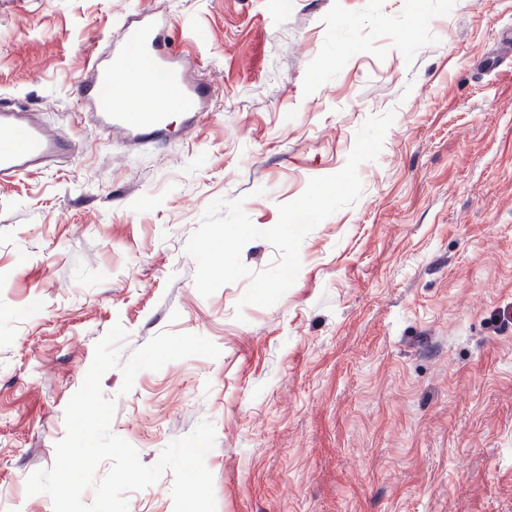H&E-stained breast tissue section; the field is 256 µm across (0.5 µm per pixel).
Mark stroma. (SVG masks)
<instances>
[{
	"label": "stroma",
	"mask_w": 512,
	"mask_h": 512,
	"mask_svg": "<svg viewBox=\"0 0 512 512\" xmlns=\"http://www.w3.org/2000/svg\"><path fill=\"white\" fill-rule=\"evenodd\" d=\"M162 37L212 99L158 145L105 140L76 84L124 23ZM512 0H0V98L75 145L0 183V512H53L65 409L114 325L193 356L101 380L113 434L153 464L203 421L216 512H512V64L485 69ZM393 112L360 198L302 241L273 306L201 296L186 244L244 198L262 230ZM172 472L127 494L173 512Z\"/></svg>",
	"instance_id": "obj_1"
}]
</instances>
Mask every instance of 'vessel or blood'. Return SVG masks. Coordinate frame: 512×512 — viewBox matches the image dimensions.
I'll use <instances>...</instances> for the list:
<instances>
[{
    "instance_id": "1",
    "label": "vessel or blood",
    "mask_w": 512,
    "mask_h": 512,
    "mask_svg": "<svg viewBox=\"0 0 512 512\" xmlns=\"http://www.w3.org/2000/svg\"><path fill=\"white\" fill-rule=\"evenodd\" d=\"M162 26L153 18L123 26L119 42L93 59L90 80L77 86L103 135L128 132L143 143H157L166 137L169 112L193 118L202 111L210 89L190 83L177 56L162 51ZM133 65L145 76L147 88L138 94L120 92L117 82ZM72 154V141L36 114L0 105V182L46 169Z\"/></svg>"
}]
</instances>
